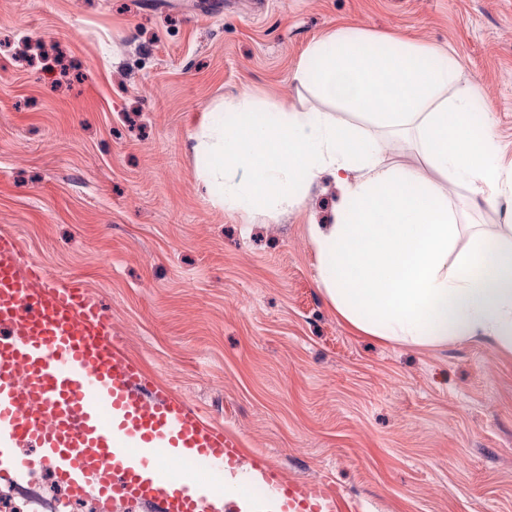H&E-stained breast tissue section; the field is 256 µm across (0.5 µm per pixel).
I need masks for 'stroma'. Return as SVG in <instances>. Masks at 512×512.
<instances>
[{
    "instance_id": "obj_1",
    "label": "stroma",
    "mask_w": 512,
    "mask_h": 512,
    "mask_svg": "<svg viewBox=\"0 0 512 512\" xmlns=\"http://www.w3.org/2000/svg\"><path fill=\"white\" fill-rule=\"evenodd\" d=\"M339 27L454 54L512 159V0H0V234L285 479L332 482L354 512H512V360L347 327L306 232L335 206L329 177L250 220L198 178L224 102L326 110L292 73ZM446 190L462 223L512 220Z\"/></svg>"
}]
</instances>
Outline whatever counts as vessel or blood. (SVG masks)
Returning <instances> with one entry per match:
<instances>
[{"mask_svg":"<svg viewBox=\"0 0 512 512\" xmlns=\"http://www.w3.org/2000/svg\"><path fill=\"white\" fill-rule=\"evenodd\" d=\"M50 469L77 497L220 512L238 478L270 512H346L329 482H284L199 408L163 389L76 282L0 235V475Z\"/></svg>","mask_w":512,"mask_h":512,"instance_id":"b4317fda","label":"vessel or blood"}]
</instances>
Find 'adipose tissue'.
<instances>
[{"instance_id":"ef3b65f1","label":"adipose tissue","mask_w":512,"mask_h":512,"mask_svg":"<svg viewBox=\"0 0 512 512\" xmlns=\"http://www.w3.org/2000/svg\"><path fill=\"white\" fill-rule=\"evenodd\" d=\"M292 78L321 101L411 137L424 168H398L371 134L329 112L227 104L200 178L212 200L244 215L299 207L331 175L340 192L328 224L308 221L320 282L356 331L419 348L481 340L512 357V225L464 232L444 181L498 208L512 200V162L459 60L435 47L350 27L315 41Z\"/></svg>"}]
</instances>
